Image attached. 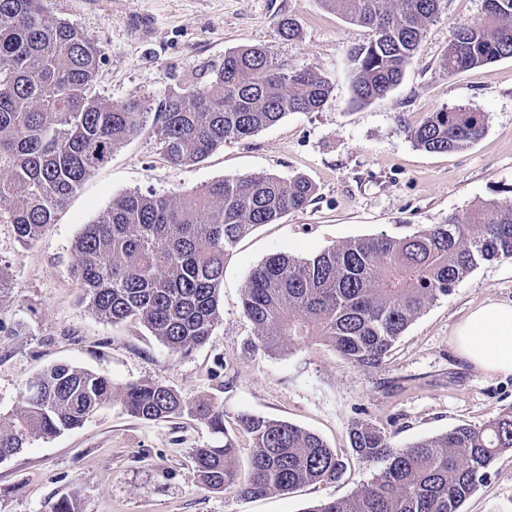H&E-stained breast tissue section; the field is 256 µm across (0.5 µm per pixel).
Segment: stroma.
<instances>
[{
  "label": "stroma",
  "instance_id": "1",
  "mask_svg": "<svg viewBox=\"0 0 512 512\" xmlns=\"http://www.w3.org/2000/svg\"><path fill=\"white\" fill-rule=\"evenodd\" d=\"M482 0H445L429 24L400 85L358 103L353 48L365 29L350 25L320 0H48L50 15L98 44L102 59L93 96L131 97L159 109L174 89L210 81L225 53L264 46L277 61L331 78L318 112H294L203 162L169 163L152 128L91 173L34 243L0 224V416L15 412L27 383L66 363L111 379L158 383L184 400L224 407L226 436L190 417L144 421L120 401L103 405L82 427L31 442L0 462V512H53L67 498L76 512H304L343 499L370 482L376 464L350 444L354 420L383 430L393 446L481 427L512 405V374L488 375L462 359L454 336L472 308L512 302V258L480 263L439 297L373 367L350 363L325 344L254 347L255 330L241 306L252 269L267 256L306 258L347 240L405 237L448 215L512 189V58L444 74L439 61L452 30L472 24ZM296 20L295 39L277 22ZM473 106L487 116L484 136L450 152L416 147L399 121L420 124L443 107ZM237 175L307 177L312 201L273 224H261L224 258L221 319L190 355H173L138 321L99 318L72 276L74 243L113 197L138 190L172 195ZM285 420L319 435L347 467L334 482L307 484L261 498L212 492L194 478L191 451L232 439L235 465L246 473L252 441L242 414ZM461 512H512V452L499 455L486 482Z\"/></svg>",
  "mask_w": 512,
  "mask_h": 512
}]
</instances>
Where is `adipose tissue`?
I'll list each match as a JSON object with an SVG mask.
<instances>
[{"label": "adipose tissue", "mask_w": 512, "mask_h": 512, "mask_svg": "<svg viewBox=\"0 0 512 512\" xmlns=\"http://www.w3.org/2000/svg\"><path fill=\"white\" fill-rule=\"evenodd\" d=\"M458 354L487 374H512V304L489 303L469 312L456 330Z\"/></svg>", "instance_id": "1"}]
</instances>
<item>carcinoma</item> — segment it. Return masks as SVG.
Returning a JSON list of instances; mask_svg holds the SVG:
<instances>
[{"instance_id":"1","label":"carcinoma","mask_w":512,"mask_h":512,"mask_svg":"<svg viewBox=\"0 0 512 512\" xmlns=\"http://www.w3.org/2000/svg\"><path fill=\"white\" fill-rule=\"evenodd\" d=\"M45 2L0 0V223L14 225L24 243L41 238L84 179L141 135L148 116L139 98L114 103L89 94L101 49L51 18ZM320 2L371 33L352 55L355 99L367 102L401 83L443 0ZM509 57L512 0H484L478 20L452 31L440 68L454 75ZM331 92L327 76L290 69L261 45L245 46L224 54L210 84L170 91L154 132L170 163L197 164L289 113L322 110ZM485 131V113L462 106L403 126L429 152L463 149ZM314 194L303 176L275 175L224 177L173 196L126 192L84 225L73 276L100 318H136L171 352L187 355L219 322L224 257L255 226L305 207ZM498 258H512V198L483 202L404 238L349 240L310 258L272 254L251 271L243 312L255 346L269 354L287 343L322 342L354 365L376 366L429 303L479 263ZM110 401L112 381L103 375L68 364L45 369L28 383L21 410L0 421V461L82 426ZM121 405L145 421L186 414L224 436L222 446L193 450L194 477L213 492L289 493L335 481L345 470L318 435L247 414L240 424L252 455L241 477L223 406L190 404L161 384L139 382L124 387ZM350 441L357 456L381 464L378 472L351 497L307 512H460L494 459L512 451V406L479 428L461 425L405 448L364 421L352 424Z\"/></svg>"}]
</instances>
